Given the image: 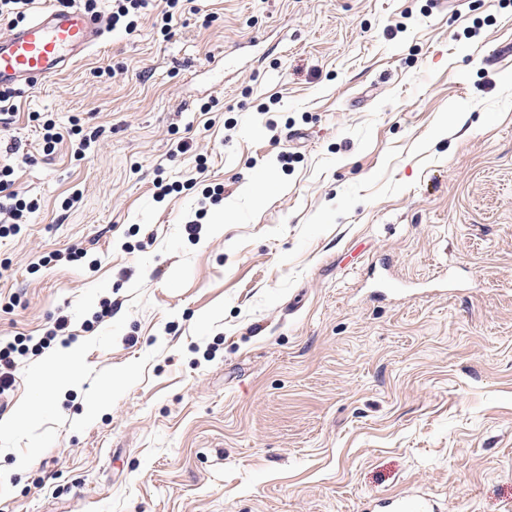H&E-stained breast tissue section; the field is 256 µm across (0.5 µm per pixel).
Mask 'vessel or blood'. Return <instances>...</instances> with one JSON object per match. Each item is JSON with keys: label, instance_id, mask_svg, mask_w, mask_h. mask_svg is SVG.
<instances>
[{"label": "vessel or blood", "instance_id": "1", "mask_svg": "<svg viewBox=\"0 0 512 512\" xmlns=\"http://www.w3.org/2000/svg\"><path fill=\"white\" fill-rule=\"evenodd\" d=\"M95 19L77 6L51 5L0 37V89L32 88L60 75L101 43Z\"/></svg>", "mask_w": 512, "mask_h": 512}]
</instances>
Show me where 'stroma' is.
Here are the masks:
<instances>
[{
  "label": "stroma",
  "instance_id": "obj_1",
  "mask_svg": "<svg viewBox=\"0 0 512 512\" xmlns=\"http://www.w3.org/2000/svg\"><path fill=\"white\" fill-rule=\"evenodd\" d=\"M193 6L0 121L41 200L0 240V341L64 314L81 354L49 395L64 345L18 365L0 512H512V0ZM48 118L94 152L45 154Z\"/></svg>",
  "mask_w": 512,
  "mask_h": 512
}]
</instances>
